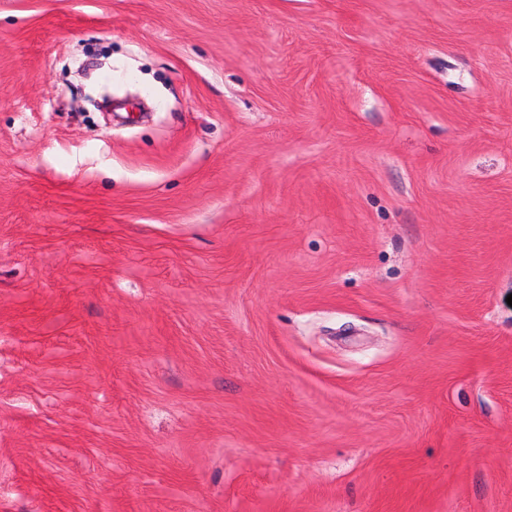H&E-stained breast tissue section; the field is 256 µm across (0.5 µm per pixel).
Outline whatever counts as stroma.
Instances as JSON below:
<instances>
[{"mask_svg": "<svg viewBox=\"0 0 512 512\" xmlns=\"http://www.w3.org/2000/svg\"><path fill=\"white\" fill-rule=\"evenodd\" d=\"M511 294L512 0H0V512H512Z\"/></svg>", "mask_w": 512, "mask_h": 512, "instance_id": "obj_1", "label": "stroma"}]
</instances>
